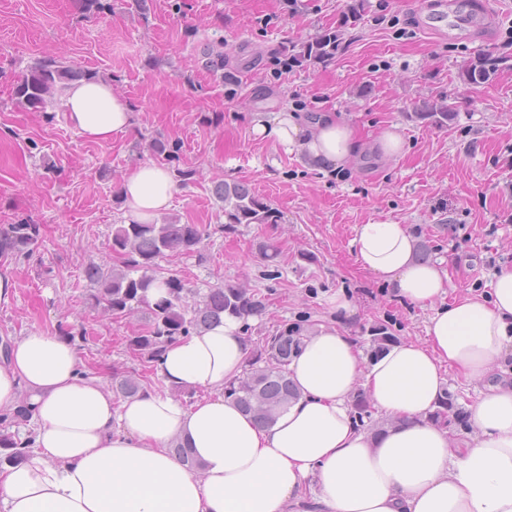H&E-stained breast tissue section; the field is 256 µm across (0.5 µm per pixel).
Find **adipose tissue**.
<instances>
[{"instance_id":"adipose-tissue-1","label":"adipose tissue","mask_w":512,"mask_h":512,"mask_svg":"<svg viewBox=\"0 0 512 512\" xmlns=\"http://www.w3.org/2000/svg\"><path fill=\"white\" fill-rule=\"evenodd\" d=\"M64 98L67 122L87 139L133 126L129 103L103 79ZM252 131L323 166L363 151L350 125L330 114L305 125L290 112H258ZM174 190L167 169L139 165L122 182L127 222H154ZM352 246L396 297L431 308L426 336L370 360L349 333L314 331L288 366L299 395L267 426L224 394L248 361L236 317L169 344L155 364L163 390L121 400L79 375L67 339L23 336L0 361V410L27 396L36 438L23 461L0 470V512H512V383L497 375L512 356V267L494 273L489 294L446 304L447 272L417 260L403 225H360ZM446 366L480 387L472 434L456 444L428 419ZM188 387L206 389L208 399L188 406L173 398ZM359 388L390 417L386 430L353 423ZM177 442L198 468L173 453Z\"/></svg>"}]
</instances>
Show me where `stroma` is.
<instances>
[{"label": "stroma", "instance_id": "35a3bbf8", "mask_svg": "<svg viewBox=\"0 0 512 512\" xmlns=\"http://www.w3.org/2000/svg\"><path fill=\"white\" fill-rule=\"evenodd\" d=\"M347 2L150 0L143 14L131 0H112L110 13L89 18L74 0H0V224L40 227L31 260H0L11 288L0 299V337L80 325L82 372L107 386L114 372L143 373L125 339L146 316L117 319L91 308L83 270L116 265L108 243L124 221L120 184L156 162L157 137L174 148L173 167L193 173L177 182L163 221L213 230L200 253L162 266L196 288L243 285L264 295L252 343L298 320L311 330L350 332L364 349L376 323L399 340L424 338L429 310L395 298L356 260V228L372 220L402 224L431 246L432 260L448 272L447 299L489 291L494 269L512 265V0H458L461 10L494 15L483 40L417 29L414 11L434 0H369L361 20L345 28ZM336 29L341 43L332 59L302 57L305 44ZM209 45L222 46L233 83L203 68ZM57 55L111 82L131 105L133 131L90 141L61 117L60 100L43 112L16 107L14 79ZM483 59L496 63L492 82L465 85L462 69ZM430 97L455 106L447 127L414 118ZM282 110L302 119L336 113L368 147L394 126L405 150L388 159L368 151L326 173L253 134V113ZM224 180L246 182L277 223L226 228L214 193ZM267 239L280 252L274 281L260 277L258 245ZM339 294L350 314L331 305Z\"/></svg>", "mask_w": 512, "mask_h": 512}]
</instances>
